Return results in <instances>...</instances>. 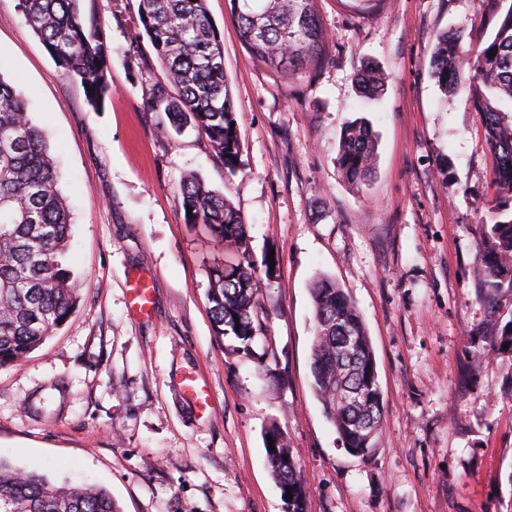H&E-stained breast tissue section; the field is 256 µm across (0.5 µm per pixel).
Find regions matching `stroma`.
Here are the masks:
<instances>
[{
	"label": "stroma",
	"mask_w": 512,
	"mask_h": 512,
	"mask_svg": "<svg viewBox=\"0 0 512 512\" xmlns=\"http://www.w3.org/2000/svg\"><path fill=\"white\" fill-rule=\"evenodd\" d=\"M512 0H317L327 34L314 71L284 82L242 45L228 0H207L235 104L240 168L228 174L194 128L160 135L139 68L137 0H82L112 49L102 110L65 78L18 0H0V75L22 91L72 215L63 264L81 284L69 321L0 368V459L55 482L106 488L118 512H284L265 433L285 434L310 489L306 512H512V352L487 346L512 319L476 299V244L495 198V163L467 92L429 76L437 35L481 49ZM381 100L355 90L364 62ZM367 118L378 158L349 184L344 125ZM194 173L244 216L261 271L265 336L250 353L218 336L209 270L238 255L184 220ZM153 312L131 309L135 276ZM332 277L359 310L383 395L382 429L350 454L314 393L310 289ZM203 378L211 405L185 389Z\"/></svg>",
	"instance_id": "35a3bbf8"
}]
</instances>
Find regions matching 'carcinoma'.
<instances>
[{
    "label": "carcinoma",
    "mask_w": 512,
    "mask_h": 512,
    "mask_svg": "<svg viewBox=\"0 0 512 512\" xmlns=\"http://www.w3.org/2000/svg\"><path fill=\"white\" fill-rule=\"evenodd\" d=\"M316 0H229L242 44L276 77L290 79L320 64L324 33ZM19 8L66 77L80 83L87 103L104 108L109 94L110 48L97 24L82 15L80 0H19ZM141 28L155 59H140L146 70L158 66L166 79L145 93L148 112H162L171 127L193 126L234 173L240 153L235 106L224 77L223 45L210 20L206 0H138ZM463 35L437 36L429 74L448 96L468 92L495 159L498 201L478 244L476 298L492 303L512 292V6L500 16L495 34L471 56ZM496 55L489 57L488 52ZM359 96L371 100L384 80L370 65L355 78ZM371 123L358 118L342 130L337 163L352 185L364 183L377 159ZM188 224H202L221 245L239 255L233 266L210 271L209 301L215 329L250 350L265 335L258 297L260 277L249 246L246 221L224 195L194 175L179 186ZM72 217L58 187V175L41 131L27 111L21 91L0 74V367L14 364L66 324L79 288L62 265L71 237ZM316 336L311 353L313 388L344 448L363 455L373 448L383 416L372 344L349 296L329 277L311 289ZM512 351V319L490 349ZM267 435L269 469L285 512H305L308 487L282 433ZM0 512H116L104 488L53 483L46 475L21 471L0 459Z\"/></svg>",
    "instance_id": "1"
}]
</instances>
